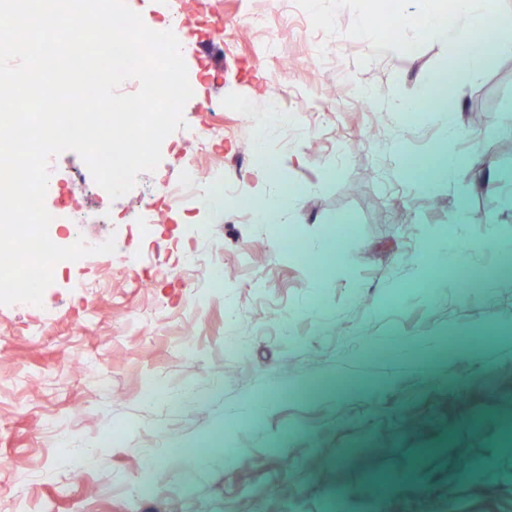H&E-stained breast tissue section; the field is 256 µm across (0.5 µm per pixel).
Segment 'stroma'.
I'll use <instances>...</instances> for the list:
<instances>
[{
  "label": "stroma",
  "instance_id": "1",
  "mask_svg": "<svg viewBox=\"0 0 512 512\" xmlns=\"http://www.w3.org/2000/svg\"><path fill=\"white\" fill-rule=\"evenodd\" d=\"M222 3L159 167L109 201L115 223L57 225L115 252L65 269L41 308L0 305V512H330L356 488L376 512H512V151L498 148L512 142V43L461 79L448 37L418 26L426 0H299L306 18L276 27L271 57L235 26L270 0ZM396 96L414 111H391ZM214 112L224 147L202 157L190 131ZM260 156L285 203L268 223ZM192 159L231 183L223 208L173 211L149 241L121 223ZM49 163L73 207L98 208L78 154ZM128 254L150 288L121 270ZM80 353L96 371L69 372ZM92 447L72 481L74 450ZM147 466L157 490L137 501L127 488Z\"/></svg>",
  "mask_w": 512,
  "mask_h": 512
}]
</instances>
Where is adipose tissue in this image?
Instances as JSON below:
<instances>
[{"label": "adipose tissue", "instance_id": "obj_1", "mask_svg": "<svg viewBox=\"0 0 512 512\" xmlns=\"http://www.w3.org/2000/svg\"><path fill=\"white\" fill-rule=\"evenodd\" d=\"M455 13L463 21L462 26H452L446 14L428 9L424 22L433 31L448 35L458 56L466 63V72L473 73L489 68L495 59L493 51L472 52L470 32L485 27L489 21V0H456Z\"/></svg>", "mask_w": 512, "mask_h": 512}]
</instances>
